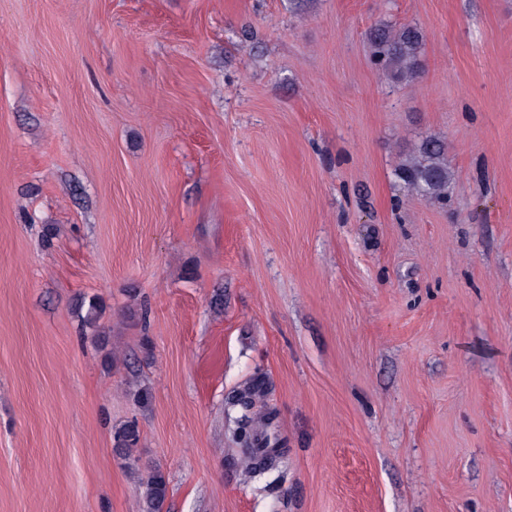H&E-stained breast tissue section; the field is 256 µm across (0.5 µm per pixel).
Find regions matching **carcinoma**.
Listing matches in <instances>:
<instances>
[{
    "label": "carcinoma",
    "mask_w": 512,
    "mask_h": 512,
    "mask_svg": "<svg viewBox=\"0 0 512 512\" xmlns=\"http://www.w3.org/2000/svg\"><path fill=\"white\" fill-rule=\"evenodd\" d=\"M368 40L373 48L374 64L396 81L410 83L422 69L421 51L423 30L417 26L394 28L382 23L369 30ZM445 145L432 138H424L415 154L401 161L396 176L411 190L426 199L446 200L452 173L448 170ZM139 429L129 423L120 428L114 437L113 451L126 467L136 469L140 458L135 455L139 443ZM262 451L254 448L240 455L239 467L250 476L257 472ZM169 495L166 475L159 469L148 472L144 482L145 512H163Z\"/></svg>",
    "instance_id": "obj_1"
}]
</instances>
